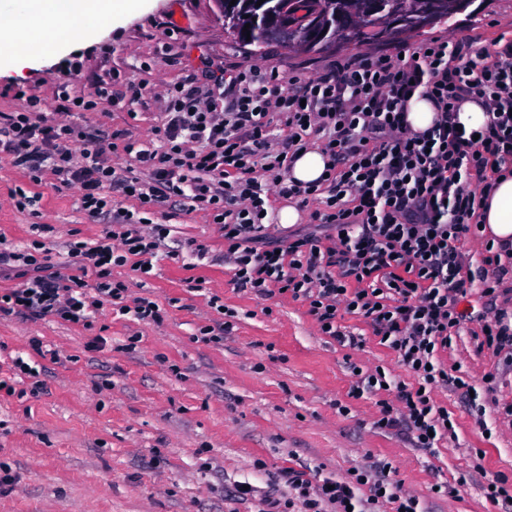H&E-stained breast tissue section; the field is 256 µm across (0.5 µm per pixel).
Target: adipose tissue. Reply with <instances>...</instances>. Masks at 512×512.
<instances>
[{"label":"adipose tissue","mask_w":512,"mask_h":512,"mask_svg":"<svg viewBox=\"0 0 512 512\" xmlns=\"http://www.w3.org/2000/svg\"><path fill=\"white\" fill-rule=\"evenodd\" d=\"M130 0H0V64L20 67L91 35L108 18L127 12ZM479 233L512 247V174L498 177L481 211Z\"/></svg>","instance_id":"adipose-tissue-1"}]
</instances>
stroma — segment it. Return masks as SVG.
I'll use <instances>...</instances> for the list:
<instances>
[{"mask_svg":"<svg viewBox=\"0 0 512 512\" xmlns=\"http://www.w3.org/2000/svg\"><path fill=\"white\" fill-rule=\"evenodd\" d=\"M181 29L167 40L163 24ZM437 35L493 46L512 39V0H473L452 21L386 46L418 47ZM350 49L306 53L271 43L262 53L225 28L213 0H133L124 17L44 58L0 74V113L18 110L19 92L38 96L48 118L88 128L127 132L150 141L160 126L169 86L194 80L209 85L229 65L257 67L287 78L312 74L350 56ZM83 66L82 92L103 82L143 95L129 108L101 102L73 115L59 108L56 78L70 60ZM32 196V209H16L13 194ZM151 219L170 234L148 277L130 267L114 269L129 297L149 296L165 311L147 325L113 313L104 302L91 327L51 317L0 318V512H260L274 493L280 471L292 468L316 478H348L351 470L387 463L403 491L419 498L424 512H503L485 488L503 476L512 481V352L482 346L483 299L460 304L458 336L441 360L450 376L472 384L485 406L476 420L469 397L440 387L456 436L438 448L415 447L404 431L375 427L376 397L350 398L354 368L383 367L387 377L410 381L394 353L380 345L370 325L347 314L341 324L363 335L357 349L320 335L304 303L237 289L224 263V236L201 210L171 212L155 206ZM51 225L44 242L58 263H68L71 240L94 241L108 221L82 210L78 189L56 190L50 179L34 185L0 161V235L28 243L34 223ZM208 254L197 259L190 243ZM219 296L233 310V329L223 344L196 341L200 327L223 322L209 306ZM135 350H128L130 337ZM104 338L94 348L96 338ZM39 339L44 388L27 391L13 375L15 357H34ZM347 412H339V405ZM252 493L242 499V484ZM448 493H435L438 485Z\"/></svg>","mask_w":512,"mask_h":512,"instance_id":"stroma-1","label":"stroma"}]
</instances>
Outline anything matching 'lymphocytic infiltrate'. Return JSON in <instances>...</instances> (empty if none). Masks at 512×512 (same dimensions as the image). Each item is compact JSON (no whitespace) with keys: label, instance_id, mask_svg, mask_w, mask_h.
I'll list each match as a JSON object with an SVG mask.
<instances>
[{"label":"lymphocytic infiltrate","instance_id":"lymphocytic-infiltrate-1","mask_svg":"<svg viewBox=\"0 0 512 512\" xmlns=\"http://www.w3.org/2000/svg\"><path fill=\"white\" fill-rule=\"evenodd\" d=\"M80 76L71 63L57 79L66 111L92 112L111 100L108 82L91 95L77 92ZM230 85L236 108L224 113L213 111L195 87L168 88L156 142L123 144L130 169L106 161L105 136L50 121L36 97L0 113V156L13 168L37 183L51 177L59 190L78 188L89 216H116L114 229L95 243H68L73 262L67 267L52 262L39 239L47 225H36L38 237L27 244L0 237V277L22 280L0 290V317L51 316L88 327L109 301L119 315L161 323L163 311L151 298L125 304V285L112 271L129 265L150 274L170 230L150 223L146 212L172 200L208 212L221 225L224 260L239 289L307 302L319 332L353 348L363 345V336L343 331L338 319L347 312L367 320L415 383L387 380L378 368L359 376L350 397L377 394L378 428L406 431L415 446L434 448L455 430L433 390L470 388L438 359L460 328L458 305L475 292L491 304L498 293V278L484 277L476 286L463 277L460 243L479 223L490 173L512 169V41L480 50L440 36L401 57L367 49L328 71L285 82L238 67ZM417 92L437 109L422 132L405 119ZM467 98L490 117L475 138L456 120ZM275 119L283 133H275ZM75 143L80 152L72 151ZM314 143L330 158L324 178L312 185L289 179L299 152ZM273 188L303 204L323 202L312 218L328 229L329 247L310 235L264 243ZM116 191L137 200L138 208L113 212ZM391 472L388 464L356 468L347 480L315 484L288 469L282 473L287 493L266 496L263 504L266 512H371L386 502L394 512H422ZM363 486L369 489L364 499L358 495Z\"/></svg>","mask_w":512,"mask_h":512}]
</instances>
